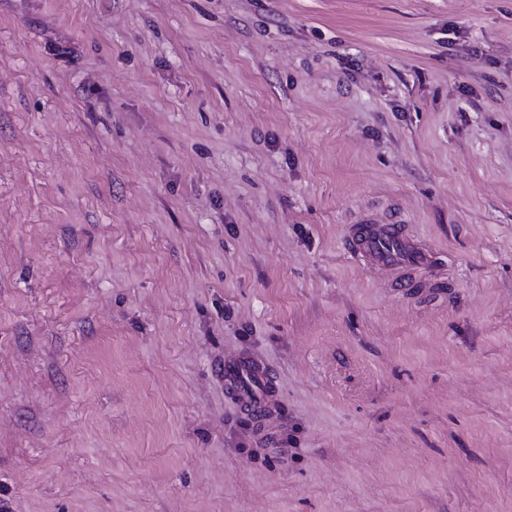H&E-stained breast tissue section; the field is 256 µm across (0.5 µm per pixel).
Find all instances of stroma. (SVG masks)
I'll return each instance as SVG.
<instances>
[{
  "mask_svg": "<svg viewBox=\"0 0 512 512\" xmlns=\"http://www.w3.org/2000/svg\"><path fill=\"white\" fill-rule=\"evenodd\" d=\"M0 503L512 512V0H0ZM388 242L393 244L390 250L384 247ZM350 249L353 256L368 258L384 268H419L428 263L426 252L409 240L402 224H385L370 230L353 240ZM223 371L224 385L232 391L240 411L256 419H268L276 413L272 374L264 364L255 366L240 356L228 357L224 360Z\"/></svg>",
  "mask_w": 512,
  "mask_h": 512,
  "instance_id": "1",
  "label": "stroma"
}]
</instances>
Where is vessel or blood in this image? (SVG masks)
<instances>
[{
	"label": "vessel or blood",
	"instance_id": "1",
	"mask_svg": "<svg viewBox=\"0 0 512 512\" xmlns=\"http://www.w3.org/2000/svg\"><path fill=\"white\" fill-rule=\"evenodd\" d=\"M353 256L365 257L384 268L422 267L426 252L408 238L403 225L386 224L366 232L351 245ZM224 384L231 390L239 410L257 419L272 417L277 405L272 394V374L263 365L238 357L224 360Z\"/></svg>",
	"mask_w": 512,
	"mask_h": 512
}]
</instances>
